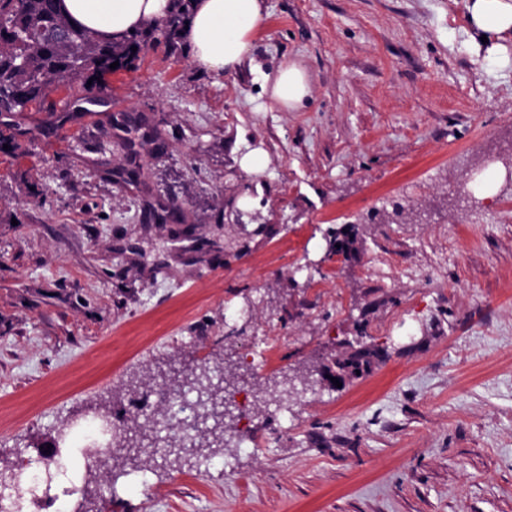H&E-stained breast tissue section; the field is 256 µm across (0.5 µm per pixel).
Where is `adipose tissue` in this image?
Returning a JSON list of instances; mask_svg holds the SVG:
<instances>
[{
  "mask_svg": "<svg viewBox=\"0 0 512 512\" xmlns=\"http://www.w3.org/2000/svg\"><path fill=\"white\" fill-rule=\"evenodd\" d=\"M68 17L102 41L131 35L168 18L173 0H62ZM472 32L486 36L488 60L512 64V0H466ZM267 17L264 0H193L183 35L193 64L201 71L230 76L245 63ZM263 91L282 110L303 107L310 76L298 62L265 76Z\"/></svg>",
  "mask_w": 512,
  "mask_h": 512,
  "instance_id": "obj_1",
  "label": "adipose tissue"
}]
</instances>
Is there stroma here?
<instances>
[{"label":"stroma","mask_w":512,"mask_h":512,"mask_svg":"<svg viewBox=\"0 0 512 512\" xmlns=\"http://www.w3.org/2000/svg\"><path fill=\"white\" fill-rule=\"evenodd\" d=\"M265 5L234 75L161 38L98 116L0 150V481L85 414L143 425L165 364L229 381L249 347L253 447L230 419L192 457L115 451L74 512H512V68L465 0ZM290 60L295 112L262 91ZM124 112L161 153L122 149ZM263 92L282 110L297 111L310 96V76L298 62L282 64L274 75H265Z\"/></svg>","instance_id":"1"}]
</instances>
